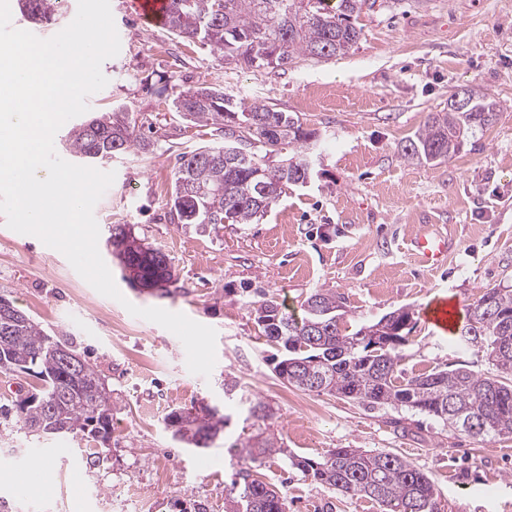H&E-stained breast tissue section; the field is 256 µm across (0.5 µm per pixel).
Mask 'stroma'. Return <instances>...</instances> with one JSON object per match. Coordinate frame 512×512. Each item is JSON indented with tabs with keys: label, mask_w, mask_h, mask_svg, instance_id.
Instances as JSON below:
<instances>
[{
	"label": "stroma",
	"mask_w": 512,
	"mask_h": 512,
	"mask_svg": "<svg viewBox=\"0 0 512 512\" xmlns=\"http://www.w3.org/2000/svg\"><path fill=\"white\" fill-rule=\"evenodd\" d=\"M111 0L121 48L102 71L108 85L87 99L89 115L120 106L154 143L100 162L115 172L94 209L100 254L124 295L98 293L59 251L7 227L0 214V295L50 335L73 339L112 395L108 441L26 434L0 415V503L6 512H224L240 468L233 441L259 431L283 451L260 458L252 474L272 484L288 512H379L292 467L331 448L402 455L439 490V512H512V438L467 437L406 409L371 410L283 384L278 346L261 335L254 301L268 294L301 318L316 289L345 297L349 330L399 307L413 312L399 366L409 377L465 364L485 371L481 354L455 346L424 318L448 298L458 315L482 289L512 286V0H381L355 20L361 35L348 53L295 58L286 69L252 72L224 64L209 46L187 44L145 25ZM211 85L247 102L298 116L317 130L309 183L291 185L264 216L197 232L171 211L182 153L223 141V131L174 118L176 91ZM474 88L498 105L496 120L468 134L456 155L432 163L404 159L401 148L457 92ZM133 225L168 255V293L140 291L107 248L109 228ZM452 243L434 269L413 255L421 226ZM181 312L217 332L209 377L192 374L181 341L132 316L127 304ZM268 403L274 416L253 425L248 409ZM218 408L228 422L206 448L186 447L168 428L173 410ZM48 463V490L21 489L15 472Z\"/></svg>",
	"instance_id": "obj_1"
}]
</instances>
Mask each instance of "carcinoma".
Listing matches in <instances>:
<instances>
[{"instance_id": "carcinoma-1", "label": "carcinoma", "mask_w": 512, "mask_h": 512, "mask_svg": "<svg viewBox=\"0 0 512 512\" xmlns=\"http://www.w3.org/2000/svg\"><path fill=\"white\" fill-rule=\"evenodd\" d=\"M57 0H18L21 13L42 23L54 16ZM370 0H170L162 27L175 37L208 44L224 63L260 72L283 68L294 57L330 59L346 54L360 31L353 17ZM472 111H448L429 117L402 148L407 160L434 162L458 152L474 127L490 125L497 103L475 89L466 90ZM183 118L224 128V144L203 146L182 156L175 172L172 208L182 224L214 231L223 224H249L262 216L284 188L303 179L310 157L302 150L318 140L315 130L266 104H247L214 86L179 92L172 100ZM66 148L78 160L94 164L131 149L154 150L136 132V122L121 107L73 127ZM295 156L278 164L269 157L284 146ZM234 146L248 157L240 167L224 156ZM138 239L130 224H116L112 255L126 267L139 268L137 285L164 291L173 281L168 257L146 244L137 251L126 240ZM255 321L266 341L284 348L276 375L304 392L334 395L370 408L391 406L428 414L443 425L475 438H512V288H486L467 307L455 337L460 349L482 354L493 371L465 366L435 368L399 379L397 367L411 330L412 312L397 308L377 322L345 333L339 326L345 298L320 288L303 303L296 320L282 305L264 298L253 302ZM68 341L48 335L14 305L0 313V371L22 372L37 380L38 393L18 402L19 428L58 437L89 432L107 440L112 433V398L94 366L83 360L76 372L63 367L61 348ZM167 422L183 430L180 440L202 448L224 429L227 417L217 409L200 419L174 410ZM245 461L282 452L276 438L258 434L237 440ZM291 465L311 480L350 498L369 499L380 512H433L439 496L432 478L413 462L391 452L332 448L319 459L292 457ZM233 482L236 496L224 501L225 512H288L287 499L274 486L242 468Z\"/></svg>"}]
</instances>
